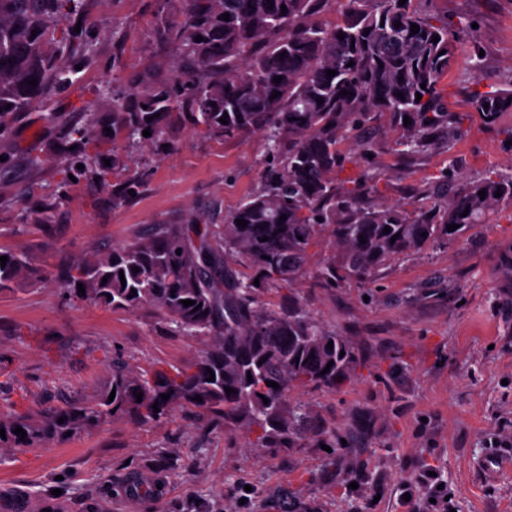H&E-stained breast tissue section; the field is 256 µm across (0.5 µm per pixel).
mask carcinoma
I'll return each instance as SVG.
<instances>
[{
    "label": "carcinoma",
    "instance_id": "cac0c4a2",
    "mask_svg": "<svg viewBox=\"0 0 512 512\" xmlns=\"http://www.w3.org/2000/svg\"><path fill=\"white\" fill-rule=\"evenodd\" d=\"M418 2L181 0L179 17H160L157 38L172 46L183 64L166 81L132 82L113 101L112 141L133 142L148 128L146 140L172 150L178 142L169 131L180 124L216 141L262 134L272 162L263 169L261 188L222 225L201 227L195 216L185 224H152L133 241L83 254L45 280L70 298L112 310L153 306L172 333L200 339L207 350L184 367L157 369L150 377L115 356L109 386L95 396L0 415L5 430L0 448L33 451L68 432L74 437L114 419L156 422L176 409H196L226 428L243 429L249 448L298 445L310 415L289 401L288 392L339 386L360 363L346 338L322 327L292 292L321 232L330 233L342 254L323 260L319 282L326 288L364 286L386 260L429 242L448 245L486 223L490 210L512 204V175L462 178L445 206L413 214L403 204L377 202L373 175L350 187L336 183L334 174L347 161L367 162V154L377 152V141L361 128L378 114L388 116L404 155L446 145L462 133L441 89L455 63L457 30ZM77 8L78 0H0V117L29 110L51 88L68 82L71 69L48 56V44L85 59L74 28L59 27ZM327 12L336 21L325 22ZM413 24L418 25L414 35ZM198 35L203 40L196 41ZM329 70L336 75L328 77ZM276 76L281 82H274ZM274 92L279 96L272 100ZM469 106L494 125L502 113L512 112V91L475 90ZM90 140L88 129L75 124L48 149L80 154L87 163L93 160L88 149L98 148ZM346 141L354 144L350 157L341 150ZM147 180L146 172L113 179L112 204L129 203V191ZM238 219L248 224L240 227ZM450 224L458 228L449 232ZM0 256L8 257L0 267V291L40 280L33 257L9 250H0ZM272 292L279 294L274 303L267 299ZM186 299L199 309L184 306ZM167 393L169 399L162 400ZM18 426L26 431L22 440L14 433Z\"/></svg>",
    "mask_w": 512,
    "mask_h": 512
}]
</instances>
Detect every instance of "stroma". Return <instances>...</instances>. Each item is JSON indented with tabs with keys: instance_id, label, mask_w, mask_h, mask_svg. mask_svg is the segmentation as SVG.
I'll return each mask as SVG.
<instances>
[{
	"instance_id": "obj_1",
	"label": "stroma",
	"mask_w": 512,
	"mask_h": 512,
	"mask_svg": "<svg viewBox=\"0 0 512 512\" xmlns=\"http://www.w3.org/2000/svg\"><path fill=\"white\" fill-rule=\"evenodd\" d=\"M163 0H81V40L89 56L66 84L7 118L0 136V247L33 254L53 271L61 258L107 251L149 225L190 214L223 223L261 186L265 139L215 141L177 126L175 151L107 141L112 96L144 76L170 79L175 52L154 36ZM460 30L457 63L441 87L463 133L447 147L395 154L388 119L366 130L380 140L367 163L349 162L336 180L376 172L377 201L429 209L445 205L442 173L471 180L512 173V113L485 125L468 105L477 84L512 89V0H425ZM80 123L116 160L122 178L148 172L127 205L92 171L70 180L66 158L46 150ZM335 251L321 236L294 290L327 330L344 336L361 363L333 389L289 393L317 427L351 435L350 448L322 449L317 437L295 448L247 447L198 412L176 411L144 425L115 420L33 452L0 449V494L55 497L63 512H412L406 490L436 468L455 512H512V206L451 245L427 244L390 259L361 288H319L313 270ZM201 341L171 333L153 308L114 311L30 282L0 291V414L61 405L106 388L112 356L136 371L180 366ZM495 455L492 477L477 468ZM149 477L141 505L125 479Z\"/></svg>"
}]
</instances>
